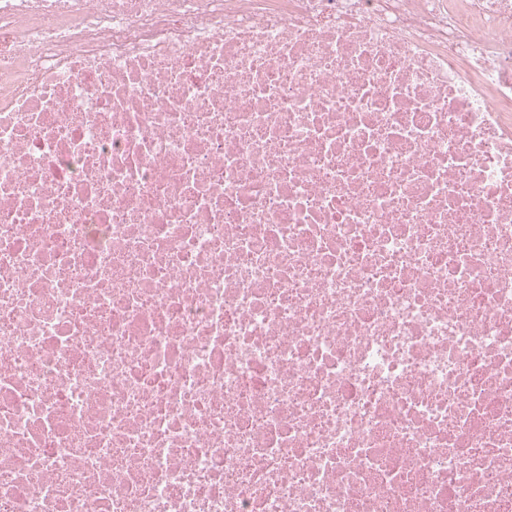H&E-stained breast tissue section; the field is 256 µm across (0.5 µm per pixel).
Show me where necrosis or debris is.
Returning <instances> with one entry per match:
<instances>
[{
    "instance_id": "1",
    "label": "necrosis or debris",
    "mask_w": 512,
    "mask_h": 512,
    "mask_svg": "<svg viewBox=\"0 0 512 512\" xmlns=\"http://www.w3.org/2000/svg\"><path fill=\"white\" fill-rule=\"evenodd\" d=\"M0 512H512V0H0Z\"/></svg>"
}]
</instances>
